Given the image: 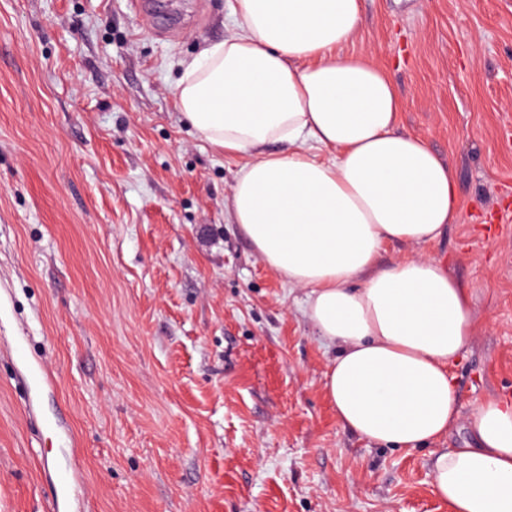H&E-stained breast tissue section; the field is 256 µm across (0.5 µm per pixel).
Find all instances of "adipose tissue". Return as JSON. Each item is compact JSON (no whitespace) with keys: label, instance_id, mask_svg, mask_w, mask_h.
<instances>
[{"label":"adipose tissue","instance_id":"ef3b65f1","mask_svg":"<svg viewBox=\"0 0 512 512\" xmlns=\"http://www.w3.org/2000/svg\"><path fill=\"white\" fill-rule=\"evenodd\" d=\"M236 28L176 88L211 145L241 157L227 210L254 252L307 289L304 315L334 351L324 392L340 424L413 450L459 421L449 368L476 335L472 290L437 260L376 263L460 218L448 164L397 132L402 100L371 52L344 54L360 0H235ZM474 446L432 461L449 512H512V403L471 412Z\"/></svg>","mask_w":512,"mask_h":512}]
</instances>
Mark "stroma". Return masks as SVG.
<instances>
[{
	"label": "stroma",
	"instance_id": "35a3bbf8",
	"mask_svg": "<svg viewBox=\"0 0 512 512\" xmlns=\"http://www.w3.org/2000/svg\"><path fill=\"white\" fill-rule=\"evenodd\" d=\"M233 0H0V512H448L438 444L341 426L306 292L224 202L239 161L178 109ZM400 131L454 170L461 219L425 254L473 292L461 419L512 401V0H361ZM45 368L53 384L20 383Z\"/></svg>",
	"mask_w": 512,
	"mask_h": 512
}]
</instances>
